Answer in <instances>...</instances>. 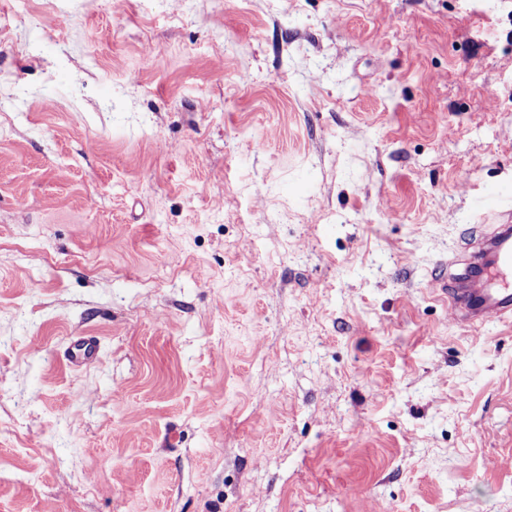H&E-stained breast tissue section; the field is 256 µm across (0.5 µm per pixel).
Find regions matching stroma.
Here are the masks:
<instances>
[{
	"label": "stroma",
	"instance_id": "1",
	"mask_svg": "<svg viewBox=\"0 0 512 512\" xmlns=\"http://www.w3.org/2000/svg\"><path fill=\"white\" fill-rule=\"evenodd\" d=\"M511 208L512 0H0V512H512ZM512 210L508 224L491 225L480 239L478 251L470 255L461 277L468 270L481 269L486 280L479 286L453 288L446 277L436 283L435 291L448 299L460 322L483 323L491 317H512ZM97 359L98 347L95 340L92 338L74 342L71 351L67 354V360L73 365L96 361Z\"/></svg>",
	"mask_w": 512,
	"mask_h": 512
}]
</instances>
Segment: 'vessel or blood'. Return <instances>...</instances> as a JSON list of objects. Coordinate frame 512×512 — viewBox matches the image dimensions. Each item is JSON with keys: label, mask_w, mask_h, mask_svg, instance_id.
Instances as JSON below:
<instances>
[{"label": "vessel or blood", "mask_w": 512, "mask_h": 512, "mask_svg": "<svg viewBox=\"0 0 512 512\" xmlns=\"http://www.w3.org/2000/svg\"><path fill=\"white\" fill-rule=\"evenodd\" d=\"M468 269L483 270V284L452 287L447 280H439L437 292L447 298L460 322L474 325L488 318L512 317V226L492 225L480 239L478 251L471 254ZM98 347L94 339L73 343L67 359L71 364L97 360Z\"/></svg>", "instance_id": "obj_1"}]
</instances>
